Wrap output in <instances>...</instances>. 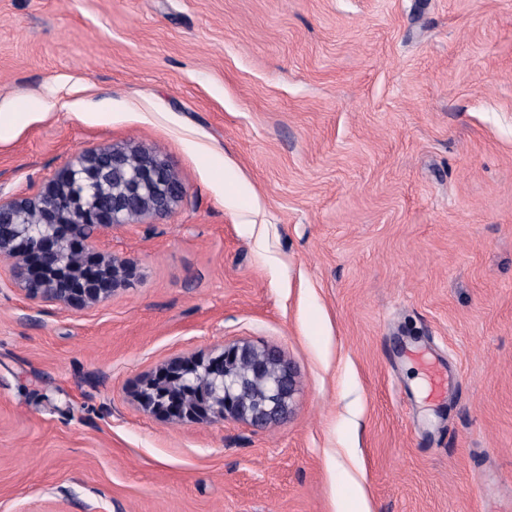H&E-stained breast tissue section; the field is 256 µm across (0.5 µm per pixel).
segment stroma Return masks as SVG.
I'll return each instance as SVG.
<instances>
[{"mask_svg":"<svg viewBox=\"0 0 512 512\" xmlns=\"http://www.w3.org/2000/svg\"><path fill=\"white\" fill-rule=\"evenodd\" d=\"M1 112L2 197L122 144L187 195L96 305L0 258V512H512V0H0ZM238 341L280 421L134 400Z\"/></svg>","mask_w":512,"mask_h":512,"instance_id":"35a3bbf8","label":"stroma"}]
</instances>
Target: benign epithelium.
<instances>
[{"label": "benign epithelium", "instance_id": "obj_1", "mask_svg": "<svg viewBox=\"0 0 512 512\" xmlns=\"http://www.w3.org/2000/svg\"><path fill=\"white\" fill-rule=\"evenodd\" d=\"M112 178V193L104 191ZM186 188L169 163L139 146H112L83 152L61 168L36 198H0V257L13 260L11 277L31 298L63 308L98 304L122 287L133 267L96 250L97 233L139 217L169 213ZM37 212L38 225L27 215ZM92 231L85 232L86 226ZM251 352L247 343L226 345L196 358H174L143 380L135 397L153 415L199 424L233 418L257 427L280 419L296 393L294 366L283 362L284 377L271 399L253 408L230 395V367ZM207 367L220 375L210 381L203 401L188 404L171 398L166 382L184 381L196 389V370Z\"/></svg>", "mask_w": 512, "mask_h": 512}]
</instances>
